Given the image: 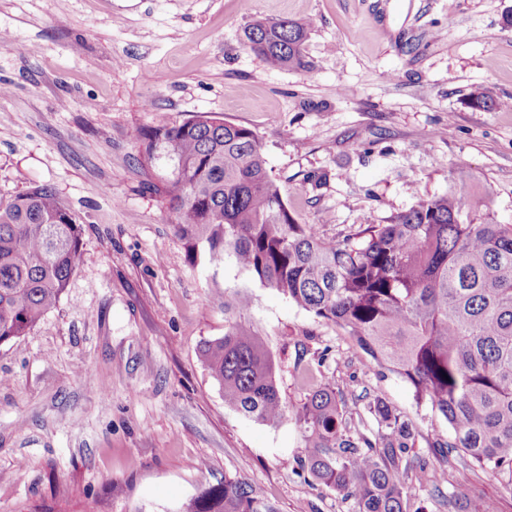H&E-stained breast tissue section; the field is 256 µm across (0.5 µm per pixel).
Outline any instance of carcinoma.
I'll return each mask as SVG.
<instances>
[{
    "label": "carcinoma",
    "instance_id": "carcinoma-1",
    "mask_svg": "<svg viewBox=\"0 0 512 512\" xmlns=\"http://www.w3.org/2000/svg\"><path fill=\"white\" fill-rule=\"evenodd\" d=\"M305 19L254 17L250 49L281 69L309 65ZM153 187L168 199L190 258L228 262L317 318L347 329L381 368L413 388L452 430L433 447L512 477V224L465 208L471 188L418 199L384 224L338 240L293 217L248 127L204 115L140 135ZM83 228L47 186L0 204V345L54 309L79 259ZM250 298L224 291V335L200 357L224 404L274 426L293 416L301 472L352 502V512H406L413 424L378 396L349 402L331 376L297 407L282 400L274 364L250 316ZM457 512H494L459 494ZM181 512H277L245 479L224 476Z\"/></svg>",
    "mask_w": 512,
    "mask_h": 512
}]
</instances>
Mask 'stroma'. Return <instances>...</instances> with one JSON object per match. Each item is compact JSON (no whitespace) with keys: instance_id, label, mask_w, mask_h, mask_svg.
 <instances>
[{"instance_id":"35a3bbf8","label":"stroma","mask_w":512,"mask_h":512,"mask_svg":"<svg viewBox=\"0 0 512 512\" xmlns=\"http://www.w3.org/2000/svg\"><path fill=\"white\" fill-rule=\"evenodd\" d=\"M512 0H0V202L37 185L78 216L82 247L59 304L0 346V512H180L240 475L278 512H351L297 473L294 419L225 406L199 356L223 336L224 292L252 297L287 404L332 374L412 422L411 512L447 494L512 512L507 475L460 451L446 420L347 331L233 265L189 260L139 153L143 129L215 115L251 128L299 223L329 240L421 196L472 188L471 211L512 223ZM302 17V71L249 48L252 16ZM492 100L468 104L475 88ZM371 152H363V144Z\"/></svg>"}]
</instances>
